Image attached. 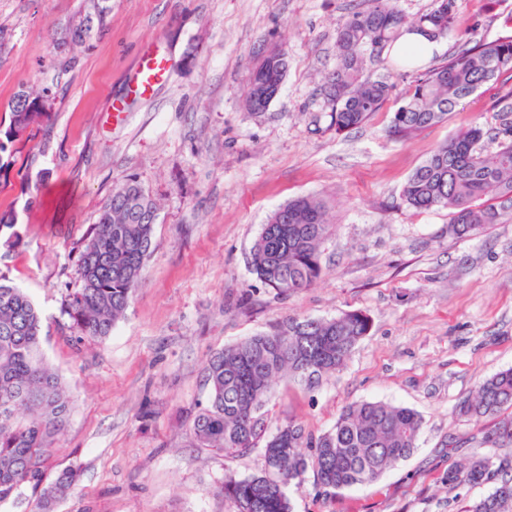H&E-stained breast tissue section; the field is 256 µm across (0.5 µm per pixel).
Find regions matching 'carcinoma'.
<instances>
[{
	"label": "carcinoma",
	"instance_id": "cac0c4a2",
	"mask_svg": "<svg viewBox=\"0 0 512 512\" xmlns=\"http://www.w3.org/2000/svg\"><path fill=\"white\" fill-rule=\"evenodd\" d=\"M460 0H435L434 7L411 24L397 0H371L343 25L336 37L337 65L326 81L331 126L336 132L364 125L391 94L384 76L364 75L369 62L390 63L385 53L404 33L420 32L431 40L450 34ZM107 0H86L69 27L70 39L83 42L104 28ZM286 53L272 50L260 58L247 82L245 103L263 112L281 88L287 71ZM512 74V39L464 46L443 65L414 80L403 103L393 112L389 134L407 139L448 117L482 86ZM47 96L20 93L9 106L5 138L14 142L51 115ZM501 123L494 132L474 124L433 149L408 177L401 200L416 211L446 209L452 214L448 233L466 238L491 224L512 220V104L499 108ZM493 136L498 149H479ZM158 205L134 176L112 190L97 224L79 250L81 287L67 302L73 326L87 339L111 334L141 283L150 253ZM332 225L326 206L301 196L274 210L250 253L255 280L280 295L309 286L322 274V243ZM41 317L24 289L0 281V506L27 486L36 493L37 512H56L71 497L80 472L66 469L49 480L45 465L70 411V400L58 374L40 354ZM370 331L361 311L332 319H288L270 332L248 337L210 355L204 367L205 403L191 418L195 444L227 455L263 444L260 472L224 482V496L237 512H292L288 485L307 471L316 486L329 491L378 480L415 448L422 417L414 409L382 401H363L342 410L334 427L316 438L301 425L288 423L266 434L265 408L277 388L290 379L311 387L334 373ZM512 369L483 381L472 400L459 406L471 418H496L483 443L512 442ZM309 448L305 454L302 449ZM494 482L491 492L463 507L462 512H512V455L497 459L474 454L452 465L448 488Z\"/></svg>",
	"mask_w": 512,
	"mask_h": 512
}]
</instances>
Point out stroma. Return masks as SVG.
I'll use <instances>...</instances> for the list:
<instances>
[{"mask_svg": "<svg viewBox=\"0 0 512 512\" xmlns=\"http://www.w3.org/2000/svg\"><path fill=\"white\" fill-rule=\"evenodd\" d=\"M367 2L111 0L110 25L75 45L60 32L83 0H0V134L16 93L49 95L48 125L0 153V215L15 221L0 230V276L41 310L40 349L71 401L47 471L73 467L81 480L58 512H236L224 479L257 473L261 450L194 445L188 415L206 398L207 358L287 319L348 311L370 317L369 334L315 388L281 385L268 432L294 421L322 435L360 401L412 408L422 430L375 482L326 493L305 474L288 488L293 512H459L489 493L487 483L448 488L445 475L475 453H512V443H484L492 419L458 413L483 380L512 368V222L458 238L449 211L413 210L400 194L448 137L499 125L512 77L409 140L387 129L417 70L464 42L512 37V0H461L439 51L388 67L389 101L339 134L323 88L338 31ZM275 48L288 54L281 90L249 112L248 76ZM146 50L166 58L168 74L142 99L131 77ZM130 175L159 206L143 279L110 336L79 341L65 312L79 249ZM299 195L322 199L334 230L320 278L283 297L248 261L268 215Z\"/></svg>", "mask_w": 512, "mask_h": 512, "instance_id": "obj_1", "label": "stroma"}]
</instances>
